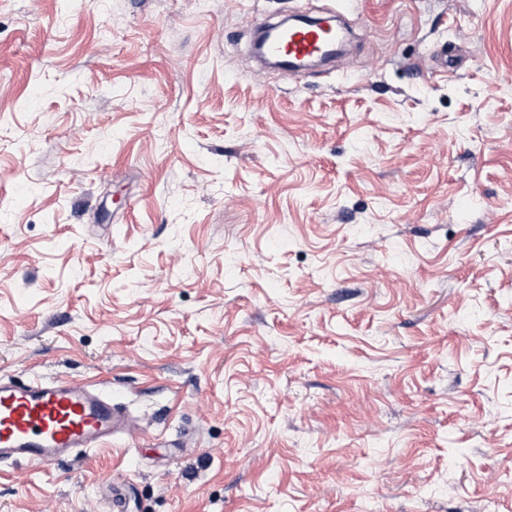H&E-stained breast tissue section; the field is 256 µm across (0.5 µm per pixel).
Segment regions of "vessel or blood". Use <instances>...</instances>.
I'll use <instances>...</instances> for the list:
<instances>
[{"instance_id":"obj_1","label":"vessel or blood","mask_w":512,"mask_h":512,"mask_svg":"<svg viewBox=\"0 0 512 512\" xmlns=\"http://www.w3.org/2000/svg\"><path fill=\"white\" fill-rule=\"evenodd\" d=\"M335 41V32L301 27L281 32L265 51L273 57L314 56ZM126 428L111 397L83 382L0 378L1 462L49 465L100 447Z\"/></svg>"}]
</instances>
